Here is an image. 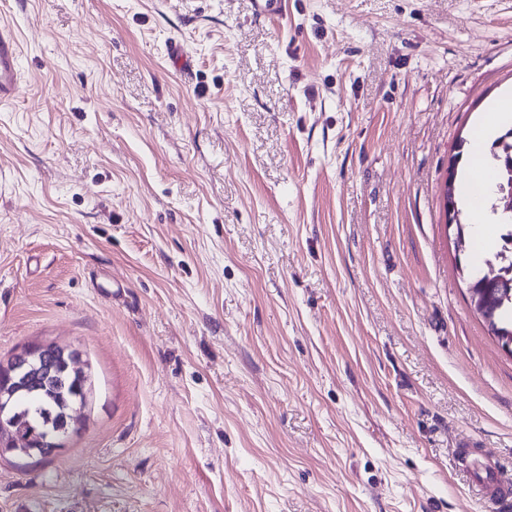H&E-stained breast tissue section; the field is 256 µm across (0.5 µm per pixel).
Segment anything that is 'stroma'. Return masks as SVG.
<instances>
[{"mask_svg":"<svg viewBox=\"0 0 512 512\" xmlns=\"http://www.w3.org/2000/svg\"><path fill=\"white\" fill-rule=\"evenodd\" d=\"M0 363L78 429L0 512H500L512 352L444 216L512 92V0H0ZM122 291L108 301L103 290ZM20 89L19 50L13 32L0 28V103L11 101ZM512 93L506 95L500 100L494 102L486 112L481 123L475 128L473 133L474 140V165L480 163V152L477 147L489 136L493 135L497 129L507 122L512 121ZM43 349L33 348L32 350L22 353L16 359H13L11 368L8 370L7 377L8 381L12 382L11 374H14L16 378V385L20 384L21 381L25 378V376L36 366H40L42 364L45 367L49 368L47 355H41ZM76 382V379L68 375L52 376L47 379L34 378L29 384L28 397L34 404L41 405L45 411L53 413L62 396L65 399H75Z\"/></svg>","mask_w":512,"mask_h":512,"instance_id":"obj_1","label":"stroma"}]
</instances>
